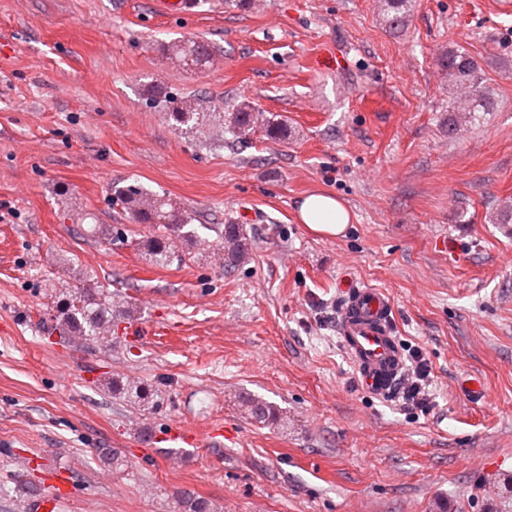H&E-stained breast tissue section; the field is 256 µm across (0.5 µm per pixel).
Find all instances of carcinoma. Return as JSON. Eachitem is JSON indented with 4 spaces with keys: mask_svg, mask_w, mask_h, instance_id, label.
<instances>
[{
    "mask_svg": "<svg viewBox=\"0 0 512 512\" xmlns=\"http://www.w3.org/2000/svg\"><path fill=\"white\" fill-rule=\"evenodd\" d=\"M413 0H381L383 17L392 26L403 25ZM172 52L184 58L201 62L208 58L206 45L198 41H183L172 45ZM442 66L453 93L462 95V112H487L489 98L480 90L478 66L467 54L450 51L443 55ZM170 125L182 134H194L210 145L220 139L210 135L214 128H227L233 136L240 138L260 127L271 139L283 136L281 122L265 118L254 110L250 103L241 102L224 108V101L197 99L195 105L176 100L166 113ZM112 203L130 212L141 224H151L154 232L139 242L149 263L164 266L182 259L183 247L190 245L206 254L224 270L229 271L247 258L249 239L239 224H225L217 232L222 240L220 252H215L212 242L201 236L190 226L191 217L165 197L139 186H115L112 188ZM131 317L129 302L102 285L91 287L82 282L70 285L62 291L55 305V329L62 338L77 337L87 345H102L112 341V334L120 323ZM106 388L115 396L143 408L153 406L150 389L134 380L112 379ZM242 405L251 419L258 423L281 424L282 411L271 403L255 396L242 399ZM100 461L118 471L125 466V459L114 448H99ZM182 512H212L211 505L195 493L185 490L180 493Z\"/></svg>",
    "mask_w": 512,
    "mask_h": 512,
    "instance_id": "obj_1",
    "label": "carcinoma"
}]
</instances>
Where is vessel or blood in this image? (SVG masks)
<instances>
[{
    "label": "vessel or blood",
    "instance_id": "vessel-or-blood-1",
    "mask_svg": "<svg viewBox=\"0 0 512 512\" xmlns=\"http://www.w3.org/2000/svg\"><path fill=\"white\" fill-rule=\"evenodd\" d=\"M339 319L341 343L355 363L366 393H389L404 368V354L392 325L393 303L378 288L348 284Z\"/></svg>",
    "mask_w": 512,
    "mask_h": 512
}]
</instances>
